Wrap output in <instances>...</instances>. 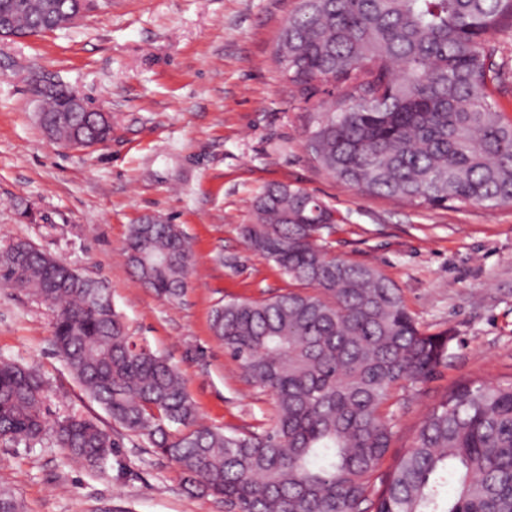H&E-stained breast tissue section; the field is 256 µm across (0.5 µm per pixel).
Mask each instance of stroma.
I'll list each match as a JSON object with an SVG mask.
<instances>
[{"mask_svg":"<svg viewBox=\"0 0 512 512\" xmlns=\"http://www.w3.org/2000/svg\"><path fill=\"white\" fill-rule=\"evenodd\" d=\"M297 0H112L44 35L0 39V247L33 242L103 281L129 331L182 372L202 422L267 428L271 394L249 382L210 331L214 306L288 292L240 228L272 182L336 211L330 252L373 264L432 333L450 331L430 379L397 389L383 412L396 432L385 465L411 446L458 383L512 380V206L415 207L352 190L317 167L304 140L324 117L305 107L273 59ZM62 84L112 116V138L78 152L37 122L38 81ZM179 225L193 270L170 303L142 288L123 255L130 225ZM53 313L0 287V359L36 367L51 418L87 417L118 446L99 468L73 463L52 435L0 444V488L25 512H224L177 465L90 400L53 349Z\"/></svg>","mask_w":512,"mask_h":512,"instance_id":"1","label":"stroma"}]
</instances>
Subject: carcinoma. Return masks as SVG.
Here are the masks:
<instances>
[{
  "mask_svg": "<svg viewBox=\"0 0 512 512\" xmlns=\"http://www.w3.org/2000/svg\"><path fill=\"white\" fill-rule=\"evenodd\" d=\"M78 6L0 0V14L23 37ZM509 32L512 0H298L274 56L304 102L329 97L306 148L333 178L415 206L495 208L512 204V116L488 93L486 42ZM40 95L55 138L111 135L96 113L67 111L64 87ZM253 210L245 243L299 290L217 305L210 329L273 396L260 433L199 423L179 369L133 340L108 289L32 242L0 249V285L52 308L55 352L84 392L224 512H512V382L455 386L379 473L394 436L381 408L434 374L452 336L422 330L377 267L329 254L336 214L318 197L273 182ZM125 255L157 297L181 300L193 253L179 225H130ZM45 392L36 370L0 360V441L49 431L84 465L112 456L118 442L89 419L48 425Z\"/></svg>",
  "mask_w": 512,
  "mask_h": 512,
  "instance_id": "cac0c4a2",
  "label": "carcinoma"
}]
</instances>
